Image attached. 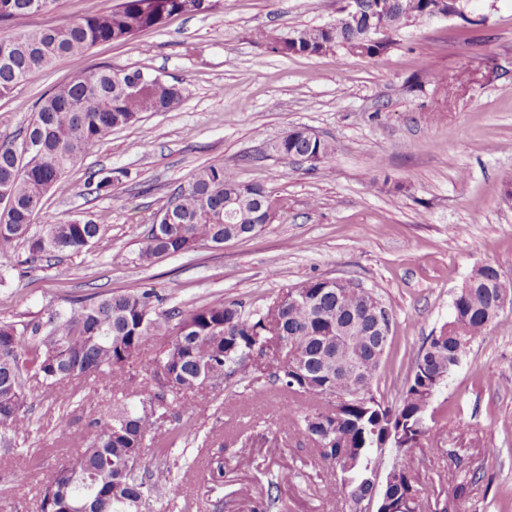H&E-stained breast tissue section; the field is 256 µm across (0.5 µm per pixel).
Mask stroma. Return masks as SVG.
<instances>
[{
    "label": "stroma",
    "mask_w": 512,
    "mask_h": 512,
    "mask_svg": "<svg viewBox=\"0 0 512 512\" xmlns=\"http://www.w3.org/2000/svg\"><path fill=\"white\" fill-rule=\"evenodd\" d=\"M119 0H59L30 28L62 26ZM341 0H221L174 16L123 44L95 46L0 98V139L28 125L36 100L75 74L109 65L151 69L186 87L169 112L144 114L92 146L49 190L42 215H106L96 243L37 264L17 245L0 251V321L43 317L51 306L151 288L164 307L216 299L264 309L308 280L352 278L394 315L374 383L393 402L432 331L448 322L456 291L479 265L512 280V0H468L469 22L439 17L403 28L387 51L279 56L254 34L335 21ZM305 126L334 146L331 176L277 155L289 129ZM221 163L265 186L275 217L249 238L208 242L148 265L135 259L154 212L202 166ZM118 173L102 193L91 172ZM502 327L477 337L434 399L443 429L428 447L397 455L429 498L446 499L461 473L481 475L455 512H512V305ZM85 390V402L72 401ZM134 363L119 384L72 382L53 401L32 400L30 427L0 430V512H39L41 491L71 434L109 405L146 391ZM265 381L215 393L188 413L172 403L164 431L189 435L149 468L171 466L169 500L151 512H341L312 443L295 434ZM497 455H488V448ZM292 470L269 503L271 481Z\"/></svg>",
    "instance_id": "35a3bbf8"
}]
</instances>
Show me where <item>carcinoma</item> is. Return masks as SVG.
<instances>
[{"mask_svg":"<svg viewBox=\"0 0 512 512\" xmlns=\"http://www.w3.org/2000/svg\"><path fill=\"white\" fill-rule=\"evenodd\" d=\"M59 0H0V97L41 77L58 61L83 55L104 43H125L161 28L174 15L204 11L221 0H121L101 13L65 27L31 29L27 19L48 13ZM359 18L334 25L297 28L293 40L272 31L257 38L282 56H316L344 50L369 57L385 52L390 35L426 23L436 8H465L464 0H358ZM382 39L364 41L368 27ZM141 69L108 66L81 72L42 94L33 119L19 138L0 142V249L24 244L30 258L89 250L103 219L34 222L52 185L83 159L90 147L147 112H170L186 88L166 79L133 91ZM277 141L285 159L317 155L312 166L329 170L332 144L303 126ZM265 187L246 181L220 163L200 168L156 212L158 229L138 243L137 258L150 264L163 255L187 252L200 242L222 244L252 235L251 225L271 223ZM497 267L483 264L459 288L451 319L421 346L398 403L376 395L374 379L384 348L377 347L383 302L368 288H329L323 279L288 289L262 311L244 313L238 303L213 301L159 309L152 288L108 294L96 301H73L51 309L45 319L0 321V427L22 432L28 423L25 381L43 388L76 379L111 380L127 376L130 356L150 373L151 389L136 402H119L106 418L89 423L44 486L40 512H138L142 495L164 497L163 484L143 466L145 449L159 454L186 436L158 437L157 422L181 395L196 391L206 377L225 386L249 378L248 357L265 344L272 350L265 377L293 398L327 402L332 393L359 391L337 407L289 414L292 426L318 445L323 462L336 470L325 487L339 496L342 512L371 494L374 486L388 500L386 512H436L424 499L417 478L404 465L385 464L388 448L429 444L432 427L419 432L430 404L473 340L498 321Z\"/></svg>","mask_w":512,"mask_h":512,"instance_id":"1","label":"carcinoma"}]
</instances>
